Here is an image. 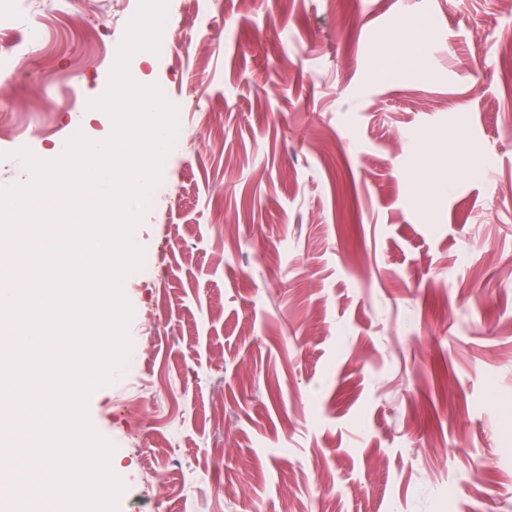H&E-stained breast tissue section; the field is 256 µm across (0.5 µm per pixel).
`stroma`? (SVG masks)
<instances>
[{
	"mask_svg": "<svg viewBox=\"0 0 512 512\" xmlns=\"http://www.w3.org/2000/svg\"><path fill=\"white\" fill-rule=\"evenodd\" d=\"M48 20L16 54L10 20ZM210 30L192 26L200 8ZM132 0L0 12V187L75 124L107 137ZM179 47L131 68L185 147L123 283L140 360L88 400L120 512H512V16L486 0H168ZM425 70L373 76L399 26ZM505 50L475 80L478 41ZM427 165L420 186L411 171ZM487 469L471 472L476 461ZM160 499L144 497L150 483ZM25 28L27 32V42L19 45V50H25L28 43L42 44L47 41L48 29L42 18L35 13H28L25 20Z\"/></svg>",
	"mask_w": 512,
	"mask_h": 512,
	"instance_id": "1",
	"label": "stroma"
}]
</instances>
